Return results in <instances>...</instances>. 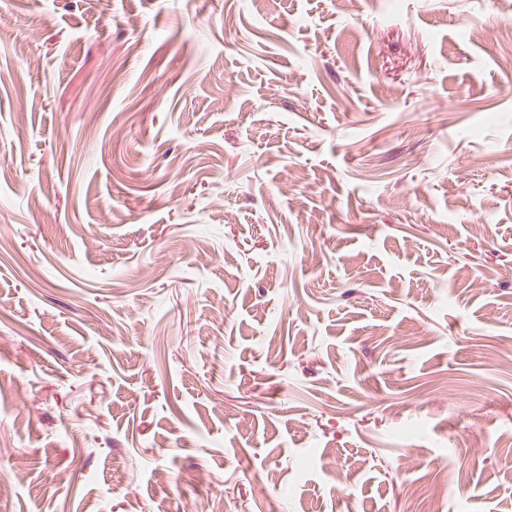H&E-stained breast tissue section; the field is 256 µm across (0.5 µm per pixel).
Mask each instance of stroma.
I'll return each instance as SVG.
<instances>
[{"mask_svg": "<svg viewBox=\"0 0 512 512\" xmlns=\"http://www.w3.org/2000/svg\"><path fill=\"white\" fill-rule=\"evenodd\" d=\"M507 42L0 0V512H512Z\"/></svg>", "mask_w": 512, "mask_h": 512, "instance_id": "1", "label": "stroma"}]
</instances>
